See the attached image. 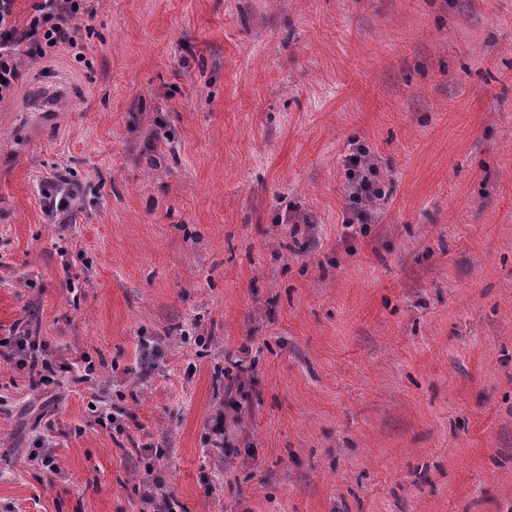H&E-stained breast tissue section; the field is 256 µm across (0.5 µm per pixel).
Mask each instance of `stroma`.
<instances>
[{
  "mask_svg": "<svg viewBox=\"0 0 512 512\" xmlns=\"http://www.w3.org/2000/svg\"><path fill=\"white\" fill-rule=\"evenodd\" d=\"M88 26L0 103V339L51 366L0 346V512H512V0ZM56 174L83 210L46 209ZM365 153L362 150L357 151L356 153H352L348 160L347 169L348 174L351 178H354L355 174H360V177L357 178L355 182V190L356 192L351 195V199H356L357 196H372L376 187L374 183L368 178L365 173Z\"/></svg>",
  "mask_w": 512,
  "mask_h": 512,
  "instance_id": "35a3bbf8",
  "label": "stroma"
}]
</instances>
